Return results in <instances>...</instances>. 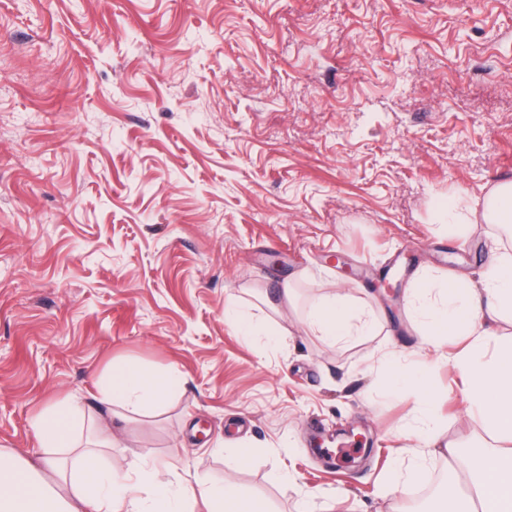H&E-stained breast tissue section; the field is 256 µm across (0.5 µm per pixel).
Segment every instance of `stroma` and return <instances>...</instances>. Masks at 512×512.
Segmentation results:
<instances>
[{"mask_svg": "<svg viewBox=\"0 0 512 512\" xmlns=\"http://www.w3.org/2000/svg\"><path fill=\"white\" fill-rule=\"evenodd\" d=\"M508 181L512 0H0V448L37 459L54 400L107 414L129 362L186 383L114 429V471L175 456L173 483L265 512H407L438 470L465 484L438 451L489 442L463 343L422 349L410 286L512 251L484 219ZM334 291L378 329L309 331ZM418 372L440 424L403 496Z\"/></svg>", "mask_w": 512, "mask_h": 512, "instance_id": "35a3bbf8", "label": "stroma"}]
</instances>
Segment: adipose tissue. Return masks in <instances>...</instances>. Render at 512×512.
I'll return each instance as SVG.
<instances>
[{
  "mask_svg": "<svg viewBox=\"0 0 512 512\" xmlns=\"http://www.w3.org/2000/svg\"><path fill=\"white\" fill-rule=\"evenodd\" d=\"M420 334L432 349L464 336L454 360L494 447L482 456L475 512H512V340L497 339L499 320L512 317V253H499L478 282L415 280ZM307 327L331 342H347L373 328L365 306L337 293L309 314ZM183 382L131 363L112 364L100 400L133 414L157 410ZM85 410L75 400L54 403L34 420L42 453L32 462L0 450V512H263L235 488L195 479L173 487L161 465L139 463L119 474L100 462L112 445L109 426L82 434Z\"/></svg>",
  "mask_w": 512,
  "mask_h": 512,
  "instance_id": "adipose-tissue-1",
  "label": "adipose tissue"
}]
</instances>
